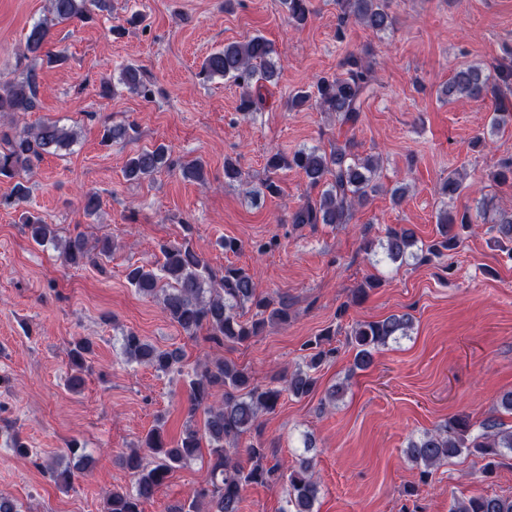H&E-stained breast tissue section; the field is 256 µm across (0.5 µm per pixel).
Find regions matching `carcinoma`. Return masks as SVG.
<instances>
[{"instance_id": "obj_1", "label": "carcinoma", "mask_w": 512, "mask_h": 512, "mask_svg": "<svg viewBox=\"0 0 512 512\" xmlns=\"http://www.w3.org/2000/svg\"><path fill=\"white\" fill-rule=\"evenodd\" d=\"M288 23L300 27L311 14L310 0H281ZM340 8L339 27L353 21L379 35L393 30L394 18L388 0H337ZM109 10L111 0H48V16L34 21L27 33L25 52L17 59L21 78L0 82V119L8 120L10 131L0 134V179L13 181L11 194L0 199L2 206H18L31 193L26 178L35 163L44 156L68 150L78 139V133L61 121H43L36 125L21 123L23 116L37 108L40 93L38 73L33 61L46 57L49 64L65 60L63 52H43L51 26L72 20H89L92 9ZM341 72L322 76L314 90H298L288 98V105L297 110L310 101L335 115L337 122L353 131L361 121L366 99L373 93V63L369 53H348L340 64ZM278 75L277 50L263 36L242 42H231L209 54L202 63L200 76L205 81L215 78L232 81L242 89L239 110L245 113L259 110L263 102L260 81H270ZM119 81L132 93L148 98L154 94L153 84L138 68L126 66ZM448 98L466 97L479 100L491 98L495 109L489 128L498 133L512 126V52L492 68L471 64L455 70L441 90ZM133 126H103L101 143L110 146L116 141L136 139ZM354 137L345 138L328 148L303 146L288 155L275 152L266 158L268 176L262 182L264 190L278 193L273 178L277 172L297 170L306 185L317 191L307 197L289 214L288 223L345 225L352 222L358 207L378 192L377 182L381 159L362 156L355 151ZM178 168L183 179L204 184L205 164L198 160L178 163L171 157L168 146L158 144L134 151L127 156L124 175L129 180L146 179L155 173ZM464 174L448 175L441 194L447 198L437 214L438 237L418 245L415 231L405 225L386 229L380 245L384 257L393 264L403 265L409 259L418 262L441 258L456 251L462 243V233L479 221H491L495 232L494 246L512 260V211L494 210L488 217L489 202L476 207L448 209L462 190ZM224 183L246 184L237 163L224 160ZM20 222L32 242L52 247L61 262L72 269L87 266L104 270V262L112 256L113 242L102 237L90 242L81 232L59 235L52 224L30 210L24 211ZM373 240L365 239V249L372 251ZM159 250L164 261L160 272L145 265L128 266V284L146 298L161 296L165 315L187 336L199 335L213 344L233 342L240 345L262 335L269 326L286 327L293 318V303L281 294H264L252 275L234 266L215 270L192 243V228L184 225L182 241L163 243ZM413 330L407 314H392L377 321H357L350 332L349 344L355 350L353 368L365 370L374 355L389 342L407 337ZM336 328L328 326L305 341L303 366L283 379L280 387L259 383L249 368L233 362L217 360L200 364L189 381L187 414L189 419L203 417V427L190 424L182 434L169 440L162 426L151 429L141 446L121 458L122 465L133 477L129 488L114 489L105 498L103 512H143V504L154 498L158 489L178 467L191 463L203 453L209 456V481L196 495L167 507L166 512H242L243 492L251 485H265L274 477L288 482V499L281 512H314L319 485L314 458L300 457L292 465H267L268 449L261 442L242 445L245 436L257 430L262 414L275 409L281 396L288 394L301 399L316 390L320 367L336 356L332 342ZM121 349L126 361L151 368L167 376L181 372L184 352L180 348L161 349L133 330L123 332ZM94 354L93 342L80 338L69 351L71 375L68 385L77 390L84 383V373L90 368ZM13 455L34 456L33 450L18 435L6 439ZM463 454L476 455L484 461V473L491 474L512 460V425L491 416L479 424L467 415L452 416L408 441L403 449L405 459L420 468L421 479L432 470ZM450 512H512V496L480 493L454 501Z\"/></svg>"}]
</instances>
